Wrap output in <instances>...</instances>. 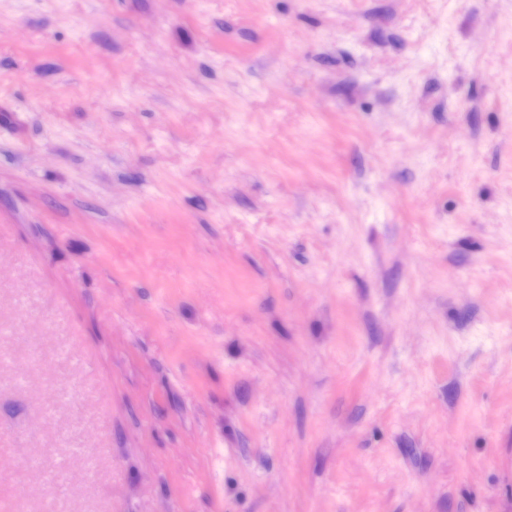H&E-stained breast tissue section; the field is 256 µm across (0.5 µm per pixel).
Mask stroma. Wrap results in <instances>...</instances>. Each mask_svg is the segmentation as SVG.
I'll return each mask as SVG.
<instances>
[{
    "mask_svg": "<svg viewBox=\"0 0 512 512\" xmlns=\"http://www.w3.org/2000/svg\"><path fill=\"white\" fill-rule=\"evenodd\" d=\"M0 512H512V0H0Z\"/></svg>",
    "mask_w": 512,
    "mask_h": 512,
    "instance_id": "35a3bbf8",
    "label": "stroma"
}]
</instances>
